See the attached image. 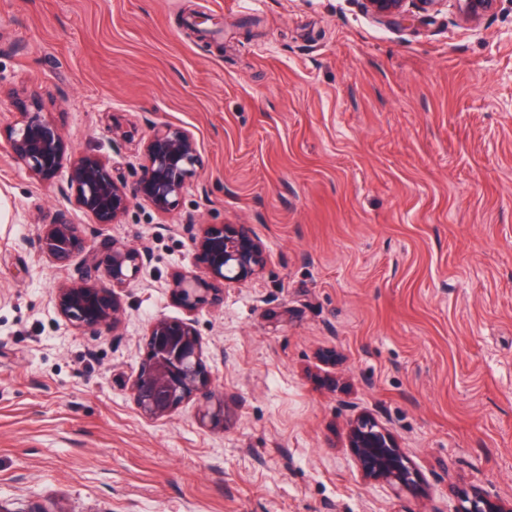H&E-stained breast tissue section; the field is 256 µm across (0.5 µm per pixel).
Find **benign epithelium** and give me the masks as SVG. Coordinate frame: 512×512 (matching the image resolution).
I'll return each mask as SVG.
<instances>
[{"mask_svg": "<svg viewBox=\"0 0 512 512\" xmlns=\"http://www.w3.org/2000/svg\"><path fill=\"white\" fill-rule=\"evenodd\" d=\"M364 9L375 20L403 26L433 18L448 0H362ZM464 22L476 25L492 10L496 0H453ZM15 159L38 179L59 178L75 191V201L90 213L97 224H117L129 209L131 200L146 202L159 214L175 210L188 181L201 165L192 134L166 123L152 127L143 146L142 162L133 191L111 175L105 161L94 154L68 148L54 126L41 116L37 103L24 105L21 119L10 137ZM197 253L204 257L208 277L194 270L175 274L170 283L172 295L189 311L208 302L216 303L212 280L241 284L258 277L264 269L262 243L243 224H209L192 236ZM43 253L56 265L66 266L83 256L84 283H67L56 288L57 313L77 327L100 333L118 329L122 321L121 292L148 264V252L124 243H112L105 268L95 259L94 250L78 225L67 220L44 224L40 233ZM106 277L110 287L97 285ZM129 389L140 414L149 420L168 416L184 399L201 395L206 400L202 418L224 422L228 408L212 389L203 368L202 341L194 319L158 317L150 324L145 357L129 381ZM351 447L365 474L375 480L404 485L408 472L403 454L387 435L361 423L351 431ZM464 512H512L500 501L482 493L469 498Z\"/></svg>", "mask_w": 512, "mask_h": 512, "instance_id": "benign-epithelium-1", "label": "benign epithelium"}]
</instances>
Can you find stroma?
<instances>
[{"label": "stroma", "mask_w": 512, "mask_h": 512, "mask_svg": "<svg viewBox=\"0 0 512 512\" xmlns=\"http://www.w3.org/2000/svg\"><path fill=\"white\" fill-rule=\"evenodd\" d=\"M134 185L150 127L204 162L177 209L97 224L9 140L22 101ZM152 261L116 337L60 317L42 225ZM203 224L267 262L195 315L169 290ZM194 318L230 413L142 417L151 320ZM412 473L370 481L358 418ZM512 501V0L478 27L376 22L361 0H0V512H462Z\"/></svg>", "instance_id": "stroma-1"}]
</instances>
